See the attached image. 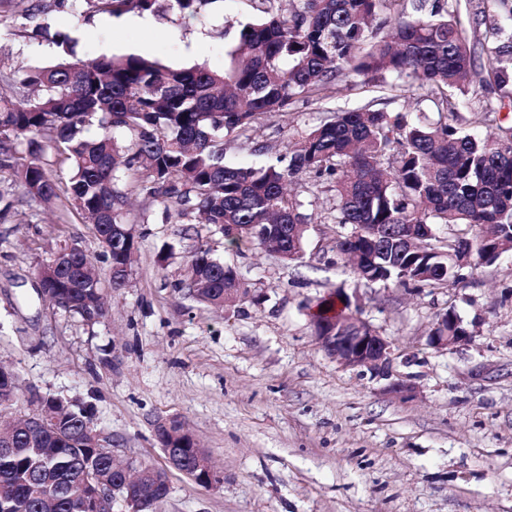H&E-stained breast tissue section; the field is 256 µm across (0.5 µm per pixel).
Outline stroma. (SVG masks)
I'll return each mask as SVG.
<instances>
[{"mask_svg":"<svg viewBox=\"0 0 512 512\" xmlns=\"http://www.w3.org/2000/svg\"><path fill=\"white\" fill-rule=\"evenodd\" d=\"M264 8L212 0L198 18L167 9L143 26L133 12L87 15L82 0H0V92H14L5 76L64 54L58 32L72 38L74 60L138 54L220 70L240 22ZM14 12L29 13L25 34L5 22ZM339 87L335 99L268 117L251 140L225 138V162H256L259 145L284 152L339 107L405 105L358 78ZM295 190L317 222L292 263L229 244L212 225L180 223L164 198L132 194L139 249L129 281L90 323L36 288L64 243H79L108 276L92 224L65 198L30 200L0 166L11 203L0 219V364L19 379L14 413L31 414L41 396L80 401L115 453L158 467L153 424L180 420L221 482L205 488L170 471L156 512H512V256L465 268L444 288H359L336 256L328 192L306 178ZM200 245L235 266L261 303L222 310L189 299L187 262ZM337 289L389 341V375L342 367L320 347L310 312ZM449 310L470 338L439 350L429 336Z\"/></svg>","mask_w":512,"mask_h":512,"instance_id":"stroma-1","label":"stroma"}]
</instances>
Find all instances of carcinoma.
<instances>
[{
    "label": "carcinoma",
    "instance_id": "obj_1",
    "mask_svg": "<svg viewBox=\"0 0 512 512\" xmlns=\"http://www.w3.org/2000/svg\"><path fill=\"white\" fill-rule=\"evenodd\" d=\"M92 13L156 12L160 0H84ZM196 18L215 0H167ZM401 0H294L243 25L224 70L171 68L139 56H100L5 77L16 97H0V154L34 201L65 197L91 220L109 260L113 289L126 286L125 267L138 241L112 233L128 221V186L162 196L179 221L211 224L230 243L273 252L279 243L303 258L312 215L288 186L308 176L331 193V223L342 228L336 252L353 264L357 284L443 287L475 261L512 253V123L487 102L464 122L456 97L466 87H501L512 79V56L501 46L512 34V0H481L480 16L464 22L460 0L406 17ZM486 57L476 65V47ZM390 75L394 88L431 98L437 119L366 107L331 113L260 167L224 164V137L246 140L269 116L301 98L337 93L341 76ZM55 161L43 162L47 151ZM70 170L60 185L57 168ZM448 227L440 236L437 227ZM489 238L476 249L474 228ZM104 283L88 255L41 267L40 287L64 311L87 321L105 315ZM235 267L198 246L185 288L194 302L222 308L224 290L244 288ZM61 427L29 436L21 419L0 415L13 432L0 451V512H81L76 493L93 474L101 492L120 475L108 448L79 438L92 410L58 402ZM155 485L136 512H153L168 495Z\"/></svg>",
    "mask_w": 512,
    "mask_h": 512
}]
</instances>
